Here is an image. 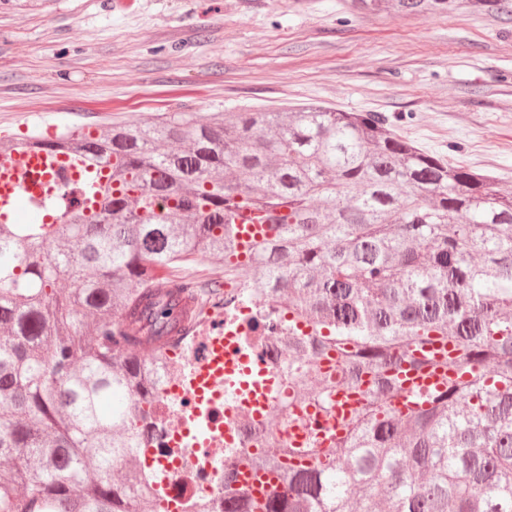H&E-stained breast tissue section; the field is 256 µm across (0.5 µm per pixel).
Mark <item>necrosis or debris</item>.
I'll use <instances>...</instances> for the list:
<instances>
[{"label": "necrosis or debris", "instance_id": "obj_1", "mask_svg": "<svg viewBox=\"0 0 512 512\" xmlns=\"http://www.w3.org/2000/svg\"><path fill=\"white\" fill-rule=\"evenodd\" d=\"M208 312L198 336L150 366L159 436L153 447L132 455L139 476L158 495L155 512H191L199 502L206 512H224L225 465L263 452L266 434L287 435V379H280L267 418L247 416L240 403L263 382L254 355L271 372L288 364L287 347L269 351L257 330L306 336L310 327L272 300L248 297L236 275L225 278L224 299Z\"/></svg>", "mask_w": 512, "mask_h": 512}]
</instances>
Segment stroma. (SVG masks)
Segmentation results:
<instances>
[{
	"mask_svg": "<svg viewBox=\"0 0 512 512\" xmlns=\"http://www.w3.org/2000/svg\"><path fill=\"white\" fill-rule=\"evenodd\" d=\"M375 112L512 187V22L352 15L342 0H56L0 10V141L156 112Z\"/></svg>",
	"mask_w": 512,
	"mask_h": 512,
	"instance_id": "1",
	"label": "stroma"
}]
</instances>
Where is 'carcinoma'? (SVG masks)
Segmentation results:
<instances>
[{
  "label": "carcinoma",
  "mask_w": 512,
  "mask_h": 512,
  "mask_svg": "<svg viewBox=\"0 0 512 512\" xmlns=\"http://www.w3.org/2000/svg\"><path fill=\"white\" fill-rule=\"evenodd\" d=\"M52 0H0L37 10ZM389 16L512 19V0H344ZM107 169L100 208L47 203L56 224H0V512H153L117 464L157 436L143 348L164 353L172 299L224 297L182 273L224 263L312 335L288 346V414L307 440L272 437L243 461L281 475L263 510L232 489L224 512H512V191L430 154L374 112L320 104L164 112L99 135L32 134ZM255 214L261 238L235 218ZM169 275L158 288L155 273ZM440 375L411 407L399 374ZM360 395L317 438L340 391Z\"/></svg>",
  "instance_id": "1"
}]
</instances>
